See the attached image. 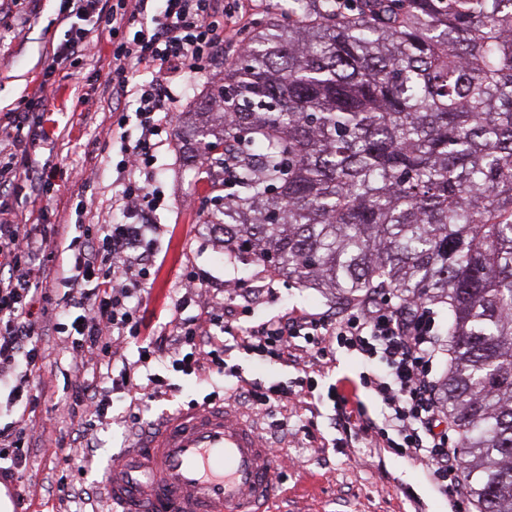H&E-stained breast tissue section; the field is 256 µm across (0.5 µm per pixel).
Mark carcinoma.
<instances>
[{"instance_id":"1","label":"carcinoma","mask_w":512,"mask_h":512,"mask_svg":"<svg viewBox=\"0 0 512 512\" xmlns=\"http://www.w3.org/2000/svg\"><path fill=\"white\" fill-rule=\"evenodd\" d=\"M224 250L336 297L448 310L440 409L478 512H512V0H289L224 68Z\"/></svg>"}]
</instances>
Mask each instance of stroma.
I'll return each mask as SVG.
<instances>
[{
    "instance_id": "obj_1",
    "label": "stroma",
    "mask_w": 512,
    "mask_h": 512,
    "mask_svg": "<svg viewBox=\"0 0 512 512\" xmlns=\"http://www.w3.org/2000/svg\"><path fill=\"white\" fill-rule=\"evenodd\" d=\"M68 6L69 0H0V121L31 97L53 47L64 38L67 26L62 18ZM287 7V0H245L236 16L238 33L208 74L191 83L172 82L179 112L198 111L200 102L221 84L226 61L238 56L255 30L287 20ZM111 71L112 42L106 37L95 57L76 63L72 77L60 79L61 96L51 99L47 108L46 135L31 150L32 159L56 167L58 188L51 199L27 201L23 223H64L78 204L94 233L123 221L122 211L114 207L123 186L115 170L118 156L112 148V131L120 114L133 113L135 104L130 98L113 103L107 82ZM192 128L188 120L183 137H176L171 129L162 133L152 159L153 188L164 204L154 215L157 272L129 300L140 308L141 334L109 339L113 374L133 367L142 377H166L180 390L135 403L133 394L113 390L111 381L102 378L100 355L77 363L65 335L42 337V369L30 382L33 402L15 405L0 397V425L23 414L37 424L26 464L9 490L10 499L20 500L25 512H98L106 464L141 436L143 424L213 398L231 400L251 417L259 436L286 458V465L275 469L280 496L271 512H451L447 497L438 492L425 467L407 454L372 448L361 439L353 447H337L327 389L338 379L355 380L366 372L365 362L354 354L336 351L312 396L271 402L261 415L253 413L243 391L258 384L295 381L303 374V361L270 362L232 351L225 359L238 374L230 378L212 368L186 375L174 372L167 361L140 363V352L150 339L170 334L175 322L199 316L194 298L200 293L236 326H256L294 309L336 317L367 299L363 293L339 299L303 288L250 256L226 254L221 234L202 222L214 200L223 198L224 187L217 177L209 189H202ZM74 167L85 170V180L70 179ZM76 381L97 385L110 400L106 416L94 426H87L85 416L74 410L71 385ZM133 403L142 425L128 421ZM46 420L51 431L39 430V423ZM79 432L93 443L91 456L62 448V441Z\"/></svg>"
}]
</instances>
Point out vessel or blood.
Masks as SVG:
<instances>
[{"label":"vessel or blood","mask_w":512,"mask_h":512,"mask_svg":"<svg viewBox=\"0 0 512 512\" xmlns=\"http://www.w3.org/2000/svg\"><path fill=\"white\" fill-rule=\"evenodd\" d=\"M275 458L228 402L166 415L107 468L104 512H269Z\"/></svg>","instance_id":"vessel-or-blood-1"}]
</instances>
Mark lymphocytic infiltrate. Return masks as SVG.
<instances>
[{"label": "lymphocytic infiltrate", "instance_id": "f902f5d3", "mask_svg": "<svg viewBox=\"0 0 512 512\" xmlns=\"http://www.w3.org/2000/svg\"><path fill=\"white\" fill-rule=\"evenodd\" d=\"M235 14L222 0H71L66 37L57 45L41 80L23 110L9 113L0 123V389L8 401L29 396V382L42 365L35 341L43 333H65L76 359L94 354L103 336L118 331L135 336L139 325L127 304L135 289L149 278L155 264L152 226L146 218L163 203L150 189L148 176L156 141L174 119L177 97L171 81L198 78L227 38ZM112 36V94L117 99L134 95L140 131L136 141L119 136L116 171L125 182L117 201L129 221L113 224L97 246L80 244L87 227L74 224H21L18 198L28 191L47 198L56 169L34 164L30 149L41 135L45 102L56 91L54 75L60 64L73 58L93 57L104 36ZM151 81L140 83V73ZM66 245L69 258L61 280L72 297L59 315L35 316L34 294L48 279L39 265L47 246ZM222 327L238 349L270 361L294 356L321 366L334 348L358 353L373 369L361 378L363 388L380 403L372 414L360 398H349L330 387L339 446L359 438L379 437L380 445L420 461L440 490L467 504L458 442L441 426L439 381L435 365L444 348L432 310L417 303H393L390 295L370 298L340 318L306 311L289 312L258 326L236 328L220 318L176 324L169 338L179 347L172 359L175 371L191 374L211 365L225 375L236 366L212 351V330ZM318 381L307 375L294 386L272 384L252 387L246 399L255 413L274 401L315 391ZM28 423L18 419L0 427V478L15 476L26 462Z\"/></svg>", "mask_w": 512, "mask_h": 512}]
</instances>
